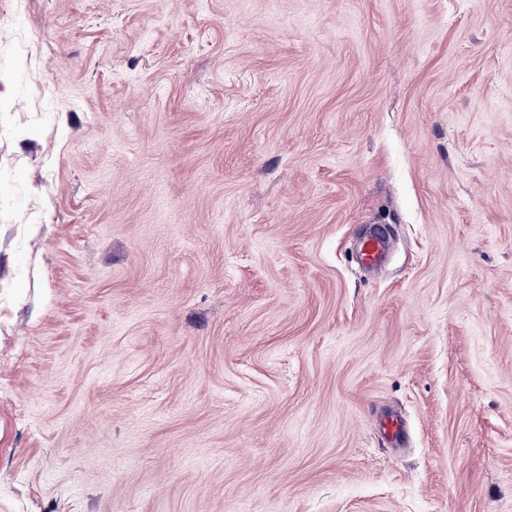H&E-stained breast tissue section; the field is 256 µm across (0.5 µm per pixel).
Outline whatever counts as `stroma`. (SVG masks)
<instances>
[{
	"label": "stroma",
	"mask_w": 512,
	"mask_h": 512,
	"mask_svg": "<svg viewBox=\"0 0 512 512\" xmlns=\"http://www.w3.org/2000/svg\"><path fill=\"white\" fill-rule=\"evenodd\" d=\"M0 512H512V0H0ZM390 236L384 232L368 237L362 247L361 261L366 267L378 266L389 248Z\"/></svg>",
	"instance_id": "stroma-1"
}]
</instances>
